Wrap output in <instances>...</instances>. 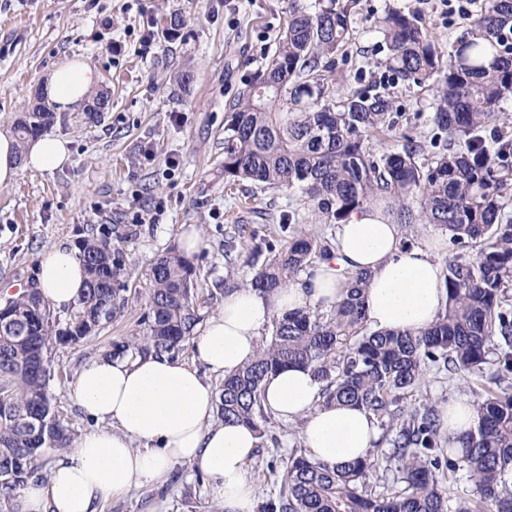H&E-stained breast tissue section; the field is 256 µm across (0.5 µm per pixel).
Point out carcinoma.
Returning a JSON list of instances; mask_svg holds the SVG:
<instances>
[{"label":"carcinoma","mask_w":512,"mask_h":512,"mask_svg":"<svg viewBox=\"0 0 512 512\" xmlns=\"http://www.w3.org/2000/svg\"><path fill=\"white\" fill-rule=\"evenodd\" d=\"M340 0L313 12L288 0V23L264 67L240 88L224 122V182L250 179L267 188L298 187L322 224H341L371 205L399 224H432L452 244L476 248L446 259L448 303L427 329L374 331L362 302L367 277L353 276L341 303L327 311L299 310L272 319L270 339L256 358L216 385L217 420L261 431L266 377L288 366L309 368L323 382L326 402L350 403L375 416L390 449H374L333 467L307 455L289 458L279 500L267 512H512V217L501 203L502 168L512 142L489 146L487 127L502 120L512 99V0H482L448 48L435 45L415 16L387 12L378 21L388 54L385 79L340 97L327 75L336 68L349 31ZM186 22L166 18L162 34L181 36ZM435 87L433 123L446 149L418 162L423 145L410 138L399 151L376 156L369 141L393 132L396 83ZM54 120L42 97L14 123L20 146ZM255 272L250 286L279 288L333 256L329 237L297 236ZM87 280L60 319L37 288L0 304V512H22L19 491L44 479L47 457L70 448L74 433L59 419L51 392L56 344L80 345L112 320L124 259L105 238L79 243ZM147 312L136 336L113 353L176 357L202 321L195 304L196 272L171 249L151 266ZM436 366L482 383L474 404L477 426L441 448L439 419L428 405L409 413L404 394ZM394 472L404 488L370 492L366 477ZM464 470L475 496L449 504L438 474Z\"/></svg>","instance_id":"cac0c4a2"}]
</instances>
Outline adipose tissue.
<instances>
[{"mask_svg": "<svg viewBox=\"0 0 512 512\" xmlns=\"http://www.w3.org/2000/svg\"><path fill=\"white\" fill-rule=\"evenodd\" d=\"M97 80L86 63L71 60L51 72L43 90L58 110L75 111ZM69 160L63 138L41 135L20 153L14 137L0 132V186L12 183L20 168L50 173ZM440 249L435 240L405 247L395 220L374 207L358 211L339 225L333 259L270 292L248 286L228 291L221 312L192 341L194 363L152 352L89 361L72 394L96 426L55 462L47 482L24 487V512H98L103 499L157 483L177 463L208 477L224 512H256L246 464L259 438L241 424L213 423L216 391L207 372L228 376L250 362L261 329L273 317L339 304L354 272L368 276L364 304L372 329L430 327L448 300ZM37 286L51 306L74 305L85 286L77 251L46 249ZM322 393L323 384L311 369L288 367L264 381L262 403L280 418L301 419L300 437L315 461L333 466L369 455L381 435L375 417L356 406L324 403Z\"/></svg>", "mask_w": 512, "mask_h": 512, "instance_id": "ef3b65f1", "label": "adipose tissue"}]
</instances>
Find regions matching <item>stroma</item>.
I'll return each instance as SVG.
<instances>
[{
    "mask_svg": "<svg viewBox=\"0 0 512 512\" xmlns=\"http://www.w3.org/2000/svg\"><path fill=\"white\" fill-rule=\"evenodd\" d=\"M391 10L418 16L443 50L467 23L442 0H355L333 75L336 93L382 75L378 62L387 49L376 27ZM172 12L185 19L188 37L162 35V19ZM287 20L288 0H0V131H12L47 73L66 59L89 64L99 75L97 91L111 99L95 123L80 110L56 113L49 132L68 140L69 164L50 174L24 169L0 186V302L35 282L41 253L55 245L105 235L126 261L120 313L84 344L53 352L55 406L75 435L91 426L71 396L82 366L139 332L146 272L178 247L185 225H196L205 240L192 262L207 320L221 311L226 290L243 286L268 260L267 244L335 235V225L319 223L300 190L224 183L228 105L275 51ZM392 92L398 124L392 135L371 140L373 153L399 150L406 135L432 145V88L400 84ZM228 241L235 246L229 256ZM475 390L431 367L402 405L437 406L452 395L472 400ZM300 427L297 420H269L247 464L258 507L278 497L286 463L302 448ZM99 512H224V503L207 478L178 464L156 485L108 498Z\"/></svg>",
    "mask_w": 512,
    "mask_h": 512,
    "instance_id": "obj_1",
    "label": "stroma"
}]
</instances>
